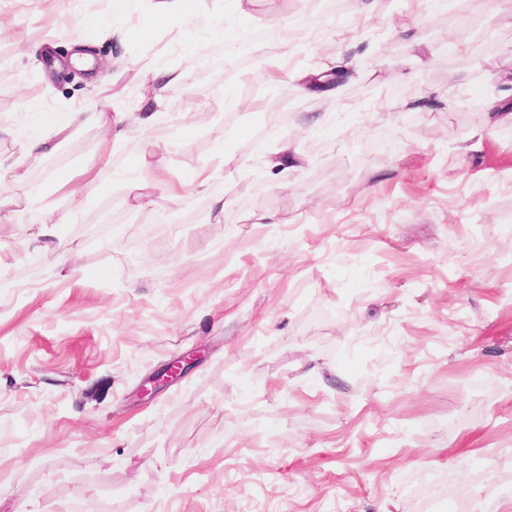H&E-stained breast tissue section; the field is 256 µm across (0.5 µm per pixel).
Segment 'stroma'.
Returning a JSON list of instances; mask_svg holds the SVG:
<instances>
[{"mask_svg":"<svg viewBox=\"0 0 512 512\" xmlns=\"http://www.w3.org/2000/svg\"><path fill=\"white\" fill-rule=\"evenodd\" d=\"M154 2L0 0V277L25 274L43 207L75 212L70 251L36 253L35 287L0 288V512H505L512 125L495 109L512 102V15L349 0L290 56L266 42L217 61L219 31L290 27L320 0H197L179 27ZM451 32L491 49L451 53ZM79 41L95 74L58 81ZM341 61L343 84L299 92ZM153 66L185 75L156 103L140 91ZM107 104L124 125L23 158L29 109ZM274 112L285 132L255 126ZM163 126L167 179L235 164L175 195L156 173L118 179ZM143 182L153 203L138 208Z\"/></svg>","mask_w":512,"mask_h":512,"instance_id":"1","label":"stroma"}]
</instances>
